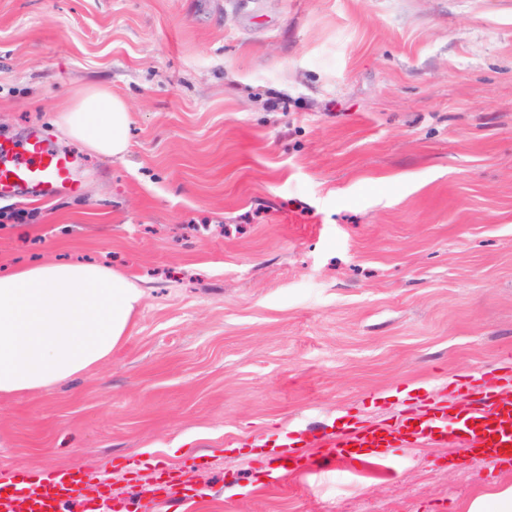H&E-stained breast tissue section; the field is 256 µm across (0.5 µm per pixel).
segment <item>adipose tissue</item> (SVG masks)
Segmentation results:
<instances>
[{
    "label": "adipose tissue",
    "mask_w": 512,
    "mask_h": 512,
    "mask_svg": "<svg viewBox=\"0 0 512 512\" xmlns=\"http://www.w3.org/2000/svg\"><path fill=\"white\" fill-rule=\"evenodd\" d=\"M53 122L88 152L129 149L125 100L101 86L74 88ZM141 288L96 263H36L0 274V396L37 392L106 359L127 336Z\"/></svg>",
    "instance_id": "1"
}]
</instances>
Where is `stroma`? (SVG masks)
<instances>
[{
    "instance_id": "stroma-1",
    "label": "stroma",
    "mask_w": 512,
    "mask_h": 512,
    "mask_svg": "<svg viewBox=\"0 0 512 512\" xmlns=\"http://www.w3.org/2000/svg\"><path fill=\"white\" fill-rule=\"evenodd\" d=\"M132 113L97 157L71 88ZM75 154L77 187L0 196V270L89 259L144 295L82 375L0 399V469L148 461L196 512H465L512 466L456 441L274 476L250 446L419 410L512 351V0H0V141ZM53 123L64 138L94 155L122 159L129 149V107L105 87L74 88L55 112ZM198 458L200 457L190 459L192 461L190 465L186 464L182 467L175 468L158 463L155 464L153 471L160 476L157 489V491L162 494L160 499H194L208 495L206 493L207 489L198 485L189 476V473L193 471L195 467L199 466L196 462Z\"/></svg>"
}]
</instances>
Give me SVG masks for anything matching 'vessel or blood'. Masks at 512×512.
Here are the masks:
<instances>
[{
    "instance_id": "vessel-or-blood-1",
    "label": "vessel or blood",
    "mask_w": 512,
    "mask_h": 512,
    "mask_svg": "<svg viewBox=\"0 0 512 512\" xmlns=\"http://www.w3.org/2000/svg\"><path fill=\"white\" fill-rule=\"evenodd\" d=\"M74 167L73 157L51 148L38 135L24 142L0 141V195L48 197L67 184ZM512 382V352L503 354L496 366L465 372L455 381V390H470V407L459 409L444 404L435 393H427L428 409L404 415L391 423L321 428L315 447L343 457L351 449L375 448L386 455L410 446H431L448 438L449 431L461 436L468 465L482 468L487 463H512V400L501 389ZM158 491L163 498L204 497L206 489L190 477V466L155 465ZM87 473L32 471L16 467L0 479V512H91L87 499Z\"/></svg>"
}]
</instances>
